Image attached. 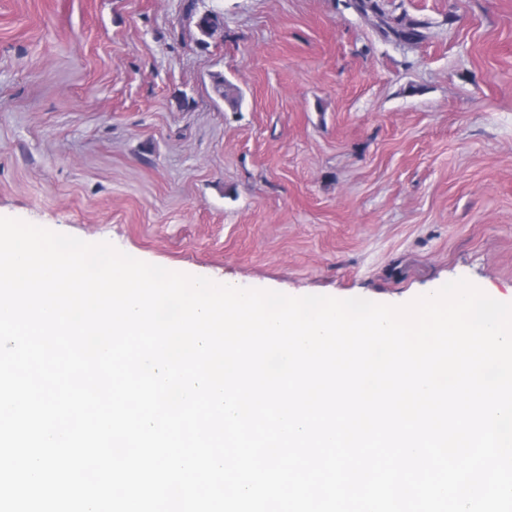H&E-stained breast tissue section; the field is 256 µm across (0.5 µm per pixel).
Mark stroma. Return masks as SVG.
Listing matches in <instances>:
<instances>
[{"instance_id":"stroma-1","label":"stroma","mask_w":512,"mask_h":512,"mask_svg":"<svg viewBox=\"0 0 512 512\" xmlns=\"http://www.w3.org/2000/svg\"><path fill=\"white\" fill-rule=\"evenodd\" d=\"M349 2L0 0V216L295 297L512 293V0H378L407 43ZM418 26V24H397L396 26H393L388 21L380 18V27L383 34L387 38L396 42H409L418 40L421 37V33L417 30Z\"/></svg>"}]
</instances>
